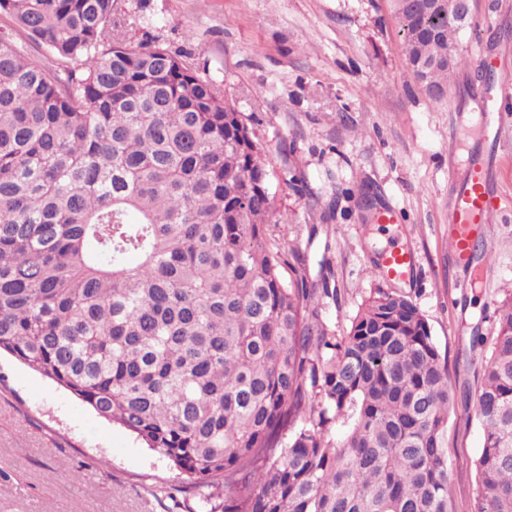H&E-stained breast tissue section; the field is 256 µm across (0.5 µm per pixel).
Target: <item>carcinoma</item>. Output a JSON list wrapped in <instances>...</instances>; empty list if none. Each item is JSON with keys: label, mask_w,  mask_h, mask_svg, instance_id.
<instances>
[{"label": "carcinoma", "mask_w": 512, "mask_h": 512, "mask_svg": "<svg viewBox=\"0 0 512 512\" xmlns=\"http://www.w3.org/2000/svg\"><path fill=\"white\" fill-rule=\"evenodd\" d=\"M390 9L448 87L466 27ZM0 18V352L164 456L203 512H454L448 356L381 288L336 335L329 260L313 278L282 245L263 147L206 67L115 36L118 0ZM477 381L469 512H512L510 296Z\"/></svg>", "instance_id": "cac0c4a2"}]
</instances>
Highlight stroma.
Masks as SVG:
<instances>
[{
    "instance_id": "1",
    "label": "stroma",
    "mask_w": 512,
    "mask_h": 512,
    "mask_svg": "<svg viewBox=\"0 0 512 512\" xmlns=\"http://www.w3.org/2000/svg\"><path fill=\"white\" fill-rule=\"evenodd\" d=\"M118 34L157 39L205 64L258 135L279 231L307 256L328 257L338 301L326 311L344 333L376 289L408 295L425 315L457 385L448 416L454 512L476 490L481 445L475 413L479 352L493 313L512 291V126L500 137L481 114L512 75V0H472L458 50L468 60L434 101L403 52L389 0H122ZM491 72V82L481 81ZM456 140V155L448 142ZM491 164L495 213L480 257L448 250V200L475 162ZM303 183L296 193L289 178ZM394 221L379 224V208ZM317 235H310V228ZM411 246L404 280L374 275L382 255ZM167 460L120 425L23 365L0 356V512H187L194 498L166 495Z\"/></svg>"
}]
</instances>
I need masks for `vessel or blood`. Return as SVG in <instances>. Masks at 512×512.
Segmentation results:
<instances>
[{"mask_svg": "<svg viewBox=\"0 0 512 512\" xmlns=\"http://www.w3.org/2000/svg\"><path fill=\"white\" fill-rule=\"evenodd\" d=\"M493 206L492 186L487 172L481 166H473L467 176L465 187L448 201V222L452 235L448 245L453 258L460 263H472L476 229L489 220ZM390 277L403 279L410 276L414 258L411 251L394 248L384 260Z\"/></svg>", "mask_w": 512, "mask_h": 512, "instance_id": "obj_1", "label": "vessel or blood"}]
</instances>
